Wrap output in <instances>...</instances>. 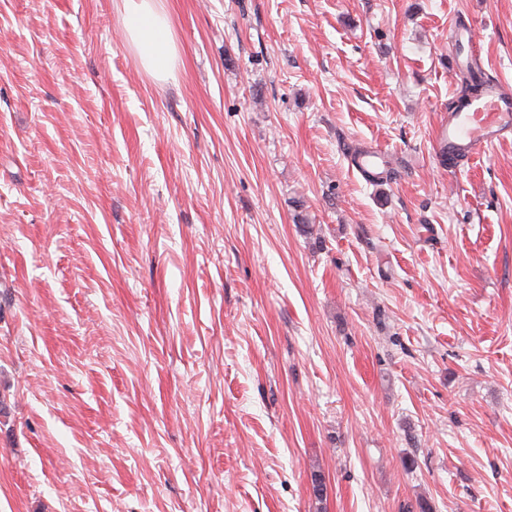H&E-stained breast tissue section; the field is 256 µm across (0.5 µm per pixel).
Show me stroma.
<instances>
[{"instance_id": "stroma-1", "label": "stroma", "mask_w": 512, "mask_h": 512, "mask_svg": "<svg viewBox=\"0 0 512 512\" xmlns=\"http://www.w3.org/2000/svg\"><path fill=\"white\" fill-rule=\"evenodd\" d=\"M160 4L0 0V512H512V0ZM156 0H125L127 35L142 64L156 79L172 76L176 47L166 13ZM455 41L462 48V56L456 59V64L460 66H475V43L476 38L473 30L460 27L455 30ZM482 85H484V81L481 71L477 72L470 69L463 73L459 79L455 100L453 101L454 106L462 105L469 97L475 95L474 93L478 92ZM512 127V97L497 81H489L485 92L455 112H448V122L441 124L434 137V150L453 153L444 160L454 163L465 154L482 152L499 135Z\"/></svg>"}]
</instances>
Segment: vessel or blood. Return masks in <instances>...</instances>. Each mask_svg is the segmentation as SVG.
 I'll list each match as a JSON object with an SVG mask.
<instances>
[{"instance_id":"b4317fda","label":"vessel or blood","mask_w":512,"mask_h":512,"mask_svg":"<svg viewBox=\"0 0 512 512\" xmlns=\"http://www.w3.org/2000/svg\"><path fill=\"white\" fill-rule=\"evenodd\" d=\"M462 49L457 65L475 63L476 38L473 30L460 27L454 33ZM512 129V94L495 81L488 82L485 92L467 105L449 113L446 124L440 125L434 137L435 151H464L475 155L482 152L503 132Z\"/></svg>"}]
</instances>
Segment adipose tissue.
Here are the masks:
<instances>
[{
	"mask_svg": "<svg viewBox=\"0 0 512 512\" xmlns=\"http://www.w3.org/2000/svg\"><path fill=\"white\" fill-rule=\"evenodd\" d=\"M127 35L142 64L156 79L172 76L176 47L166 13L155 0H125Z\"/></svg>",
	"mask_w": 512,
	"mask_h": 512,
	"instance_id": "obj_1",
	"label": "adipose tissue"
}]
</instances>
